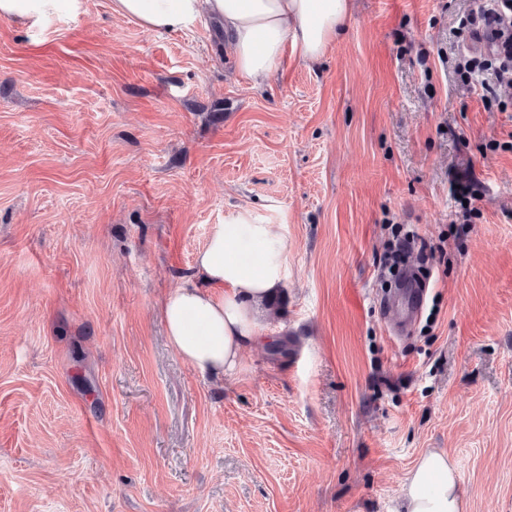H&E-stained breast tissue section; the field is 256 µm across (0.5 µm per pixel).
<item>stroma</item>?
I'll return each instance as SVG.
<instances>
[{
	"label": "stroma",
	"mask_w": 512,
	"mask_h": 512,
	"mask_svg": "<svg viewBox=\"0 0 512 512\" xmlns=\"http://www.w3.org/2000/svg\"><path fill=\"white\" fill-rule=\"evenodd\" d=\"M478 7L355 0L260 85L215 20L0 18V512H390L429 448L467 512H512V83L490 107L455 70ZM243 209L286 284L214 378L160 303ZM400 225L431 269L404 333Z\"/></svg>",
	"instance_id": "stroma-1"
}]
</instances>
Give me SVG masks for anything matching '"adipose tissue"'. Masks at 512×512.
Segmentation results:
<instances>
[{"label":"adipose tissue","mask_w":512,"mask_h":512,"mask_svg":"<svg viewBox=\"0 0 512 512\" xmlns=\"http://www.w3.org/2000/svg\"><path fill=\"white\" fill-rule=\"evenodd\" d=\"M82 0H0V18L35 28L76 14ZM116 15L152 32L192 29L203 16L220 19L236 68L262 82L285 43L306 62L320 60L342 33L353 0H113ZM288 240L273 224L241 211L214 225L195 259L192 282L169 293L161 314L169 343L200 372L222 376L240 352L260 340V309L282 287ZM454 460L425 450L406 476L397 512H465Z\"/></svg>","instance_id":"1"}]
</instances>
